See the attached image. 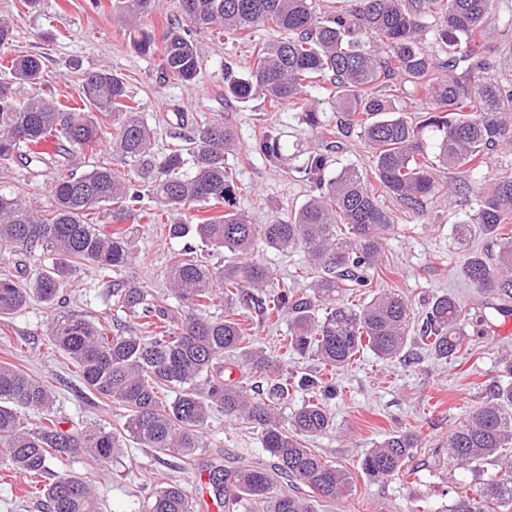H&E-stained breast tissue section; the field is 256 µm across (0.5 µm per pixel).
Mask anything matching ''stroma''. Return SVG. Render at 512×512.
Returning <instances> with one entry per match:
<instances>
[{
    "mask_svg": "<svg viewBox=\"0 0 512 512\" xmlns=\"http://www.w3.org/2000/svg\"><path fill=\"white\" fill-rule=\"evenodd\" d=\"M498 23L485 37L484 45L494 64V74L512 80V0H494ZM14 16L19 54L42 56L48 74L44 91L77 97L82 72L103 66L125 77L141 110L156 127L153 149L163 154L190 135L196 122L206 117L224 119L238 130L239 154L229 162L239 172V199L252 220L264 224L287 218L310 193V185L298 172L304 155L314 143L311 131L298 121L296 112L273 111L262 101L239 103L224 96V66L247 61L251 44L225 42L208 30L192 37L203 59V73L184 85L161 78L160 52L143 56L128 45L124 29L112 11V0H39L31 9L20 0H0V13ZM184 124H177L176 113ZM264 127L284 134L288 160L274 169L253 150V134ZM512 167V149L493 153L478 174L473 190L463 187L467 174L441 171L439 180L448 193L436 196L422 221L397 225L384 245L390 273L374 279V288H389L405 295L414 311H421L432 296H455L470 317L481 318L482 334L471 343L469 354L450 361H436L418 346H411L410 361H383L370 351L336 374V395L329 407L336 420L330 433L312 438L311 447L343 467L354 478L356 492L344 501L325 504L320 512H410L415 501H425L429 512H442L448 499L445 489L468 484L463 471H449L435 461L432 451L446 441L451 428L491 391L500 358L512 354V312L500 309L494 294L474 288L460 273L466 252L453 234L454 224L478 209L480 198L494 186L499 169ZM52 171H32L20 163L0 165V189L18 192L47 205ZM183 241L165 236L159 225L143 223L134 240L136 265L133 275L155 292L166 289L169 257L181 250ZM254 257L272 270L278 284L302 288L307 283V256L299 249L281 254L256 246ZM80 289L69 294L67 311L96 318L112 315L107 288L91 266L79 272ZM52 309L32 302L26 309L0 318V361L18 364L45 380L54 391V411L64 429L106 423L121 428L124 411L86 390L69 360L50 344L46 327ZM412 430L420 444L407 472L385 482H372L359 471L361 454L388 433ZM207 446L194 468H181L178 459L159 462L151 449L128 443L123 455L101 464L87 453L70 458V471L91 477L96 485L100 512H141L144 502L163 483L176 481L193 497L196 512H224L208 484L207 469L231 470L243 460H265L256 433L248 425L231 422L214 413L205 430ZM23 477H12L0 459V512H42L40 494L27 491Z\"/></svg>",
    "mask_w": 512,
    "mask_h": 512,
    "instance_id": "obj_1",
    "label": "stroma"
}]
</instances>
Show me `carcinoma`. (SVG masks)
Here are the masks:
<instances>
[{
    "instance_id": "cac0c4a2",
    "label": "carcinoma",
    "mask_w": 512,
    "mask_h": 512,
    "mask_svg": "<svg viewBox=\"0 0 512 512\" xmlns=\"http://www.w3.org/2000/svg\"><path fill=\"white\" fill-rule=\"evenodd\" d=\"M186 28L169 24L156 37L146 27L159 0H112L126 27L130 47L148 55L161 47L164 79L189 84L203 60L189 32L201 28L235 42L260 28L280 37L255 42L239 68L224 64V97L260 99L276 110L301 116L317 145L299 172L310 183L307 199L288 215L255 224L240 206L237 170L228 156L239 147L237 129L213 119L195 125L188 147L158 155L154 128L142 115L124 77L106 68L80 78L82 105L70 106L40 91L43 65L34 55L8 59L0 81V163L18 160L30 169H55L45 208L24 196L0 191V254L40 253L34 274L0 270V318L38 299L49 308L64 302L62 288L89 263L110 288L113 307L126 325L58 313L47 327L52 344L79 369L86 387L126 410L122 432L99 424L71 432L53 412L52 389L9 361H0V455L26 478L50 476L45 512H98L89 480L56 465L80 449L101 462L124 453L126 438L150 448L159 459L196 463L206 447L204 430L213 412L249 425L273 467L238 466L231 483L224 470L209 484L224 496L225 512H319L323 502L353 495L351 475L306 446L330 431L333 418L324 398L336 394L333 379L303 375L290 380L277 358L250 340L240 309L253 307L262 319L288 316L285 348L311 356L333 371L368 349L380 359L403 354L411 342L439 361L470 350L469 319L451 295L428 303L418 334L412 308L395 291L382 290L362 304L349 297L366 292L384 273L386 236L397 224L425 216L430 200L445 191L441 167L480 172L492 151L512 147V84L489 75L490 61L475 37L496 24L492 0H340L324 14L316 0H177ZM434 19L440 50L425 43L422 18ZM15 29L0 14V54H9ZM423 91L420 116L397 109L392 97L405 85ZM321 94L311 98L310 90ZM336 112V126L321 123L317 106ZM354 134L370 158L373 180L345 166L329 176L340 138ZM48 138L56 148L34 145ZM109 148L111 161L78 174L82 156ZM253 150L271 168L286 160L281 132L266 127ZM147 190L154 208L141 206ZM396 202V208L384 200ZM220 205L216 214L202 210ZM104 213L95 222L91 215ZM159 224L171 239L188 235L228 254L212 267L184 246L167 268L171 296H158L130 275L132 235L142 221ZM512 168L503 169L478 209L455 225L459 243L475 233L496 240L495 253L470 250L462 273L482 292L512 301ZM281 253L302 248L315 271L308 292L273 287L271 270L251 258L256 243ZM177 304H172L169 298ZM221 306L224 314L211 309ZM237 358L264 378L253 395L224 378V358ZM490 397L448 433L441 445L448 465L471 473L473 485L455 492L447 512H512V357L501 358ZM320 392L287 419L279 405L298 391ZM43 413L32 424L25 411ZM418 436L394 431L360 461L370 481L398 474L415 457ZM289 487L275 489V478ZM309 493L301 496L293 487ZM144 512H195L179 484L157 489Z\"/></svg>"
}]
</instances>
